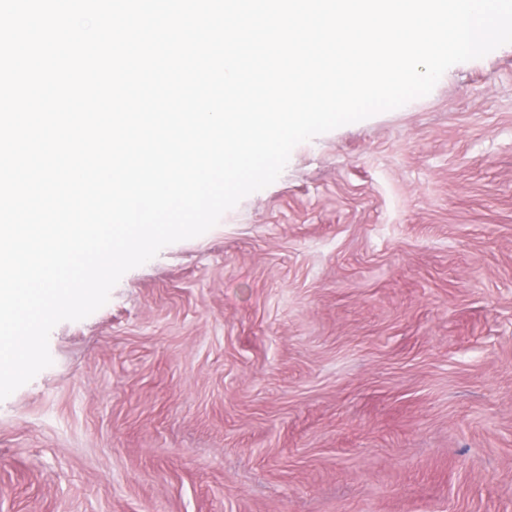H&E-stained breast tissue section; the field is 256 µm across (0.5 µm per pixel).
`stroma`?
<instances>
[{
    "mask_svg": "<svg viewBox=\"0 0 512 512\" xmlns=\"http://www.w3.org/2000/svg\"><path fill=\"white\" fill-rule=\"evenodd\" d=\"M49 350L0 512H512V44L298 144Z\"/></svg>",
    "mask_w": 512,
    "mask_h": 512,
    "instance_id": "obj_1",
    "label": "stroma"
}]
</instances>
